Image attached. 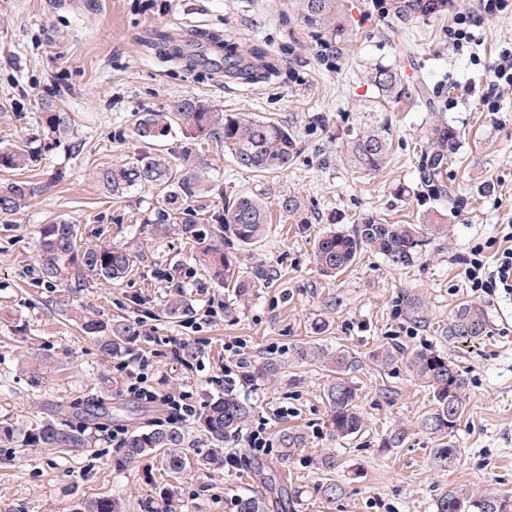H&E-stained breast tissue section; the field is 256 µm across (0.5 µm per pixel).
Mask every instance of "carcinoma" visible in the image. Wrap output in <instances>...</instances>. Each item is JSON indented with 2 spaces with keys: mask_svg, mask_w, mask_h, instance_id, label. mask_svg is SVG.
<instances>
[{
  "mask_svg": "<svg viewBox=\"0 0 512 512\" xmlns=\"http://www.w3.org/2000/svg\"><path fill=\"white\" fill-rule=\"evenodd\" d=\"M384 14L401 24L418 18L440 15L448 11V0H379ZM303 19L314 33L328 31L341 39L345 32V14L340 0H301ZM211 42L224 45L225 68H236L239 49L235 42L214 36ZM375 96L367 100L361 111L372 113L365 124L346 144L350 162L360 172H375L386 162L390 148V121L384 113L390 111L391 100L403 91V77L397 68L377 65L369 72ZM69 128L65 112H44L41 130L34 136L14 144L0 146V173L24 169L38 161L42 154L61 143ZM188 131L204 144L229 153L244 169L271 173L288 168L296 153V139L287 127L270 119L249 118L238 113L219 112L195 98H182L167 112H151L135 122L136 139L147 147L133 161L107 166L95 173V179L114 196H122L138 187H149L157 193L163 208L147 217V223L160 233L172 229V222L181 220L177 228L188 247L191 259L231 290L235 299L245 301L250 289L277 283L281 271L269 264L258 263L243 273L237 257L224 251V242L234 241L239 247L251 248L262 242L269 232L270 213L265 202L248 193H239L224 201V213L210 225H200L193 212L196 204L214 190L213 181L203 163L184 153L173 158L151 151L155 142L177 132ZM455 132L448 128L435 130L432 160L423 172L421 188L428 196L447 206L452 193L445 183L447 167L452 161ZM39 187L11 179L0 180V215L11 216L27 206L38 194ZM276 204L283 214L297 224L309 223L304 205L295 195H283ZM448 215L435 209L427 213L420 224H389L383 219L366 215L347 231L332 230L321 236L316 252L322 270L334 276L347 269L364 250H373L397 266H409L426 250L431 236L446 231ZM40 279L55 288L70 292L85 288L93 279L117 284L136 271L138 256L118 246L85 247L77 225L68 221L46 224L40 230L36 256ZM170 290L166 314L186 316L192 300L185 284L168 276ZM58 313L75 322L82 332L110 358L124 352L127 344L138 336L137 324L125 317L105 318L86 305L75 306L66 295L55 301ZM485 315L481 308L461 303L449 320L450 336L475 337L483 332ZM299 357L317 356L329 372L323 393L327 403V428L336 439L358 435L364 428L358 410L357 392L349 373L354 360L345 351L307 352ZM413 376L432 396V408L417 422V428L440 441L434 449L439 463L455 462L460 449L452 447L446 438L454 432L465 407L469 379L465 372L441 353L425 350L404 354L403 348L387 346L376 355V361L389 366L400 356ZM280 369L274 359L249 366L248 375L262 380L276 377ZM252 406L224 392V397L210 405L199 416L200 426L208 434L212 448L186 447L185 431L175 425H158L133 433L124 442L122 462L133 463L149 455L162 456L165 466L173 473L185 470L188 454L207 467L221 461V446L231 434L240 431L250 420ZM7 442L25 451L29 447L49 445L71 456L86 449L84 429L63 424L53 418H39L26 423L0 426V442ZM271 501L263 495L245 494L237 500L238 512H270ZM73 512H122L120 502L108 495L81 499ZM434 512H512V499L493 491L472 494L461 488H451L436 499Z\"/></svg>",
  "mask_w": 512,
  "mask_h": 512,
  "instance_id": "1",
  "label": "carcinoma"
}]
</instances>
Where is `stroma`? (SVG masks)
Returning a JSON list of instances; mask_svg holds the SVG:
<instances>
[{
  "instance_id": "obj_1",
  "label": "stroma",
  "mask_w": 512,
  "mask_h": 512,
  "mask_svg": "<svg viewBox=\"0 0 512 512\" xmlns=\"http://www.w3.org/2000/svg\"><path fill=\"white\" fill-rule=\"evenodd\" d=\"M341 6L346 34L337 41L306 28L299 0H74L66 7L53 0H0V143L35 133L46 105L71 118L61 147L14 174L40 185L38 196L17 215L0 218V422L48 416L87 427L93 439L75 457L45 445L18 456L0 444V512H71L77 500L102 494L119 499L124 512L162 505L170 512H236L239 496L267 493L270 470L300 492L289 512H433L436 498L453 487L512 496V296L487 298L464 277L474 250L494 260L512 229V92L498 98L494 112L478 97L488 88V70L499 52L512 47V6L480 21L475 42L457 49L449 37L453 18L476 12V0H450L444 14L402 27L381 13L376 0H341ZM180 27L232 36L240 74L226 73L222 52L208 43L181 39L179 55L160 54L155 42ZM257 48L275 70L251 80L244 73L257 66ZM379 64L397 66L406 86L391 105L389 160L380 171L363 174L352 169L345 144L366 119L360 107L374 94L367 75ZM466 85L477 95L460 96ZM184 97L221 112L271 119L296 134L288 168L263 175L181 134L161 144L167 154L195 148L208 164L215 189L202 203V218L223 213L225 197L242 192L271 203L292 194L304 203L308 223L273 211L267 238L238 251L241 268L266 263L282 272L246 302L231 300L220 281L186 263L181 235L155 237L143 221L158 205L154 191L118 198L94 177L97 169L139 154L137 115L167 111ZM441 125L457 133L448 167L455 206L447 236L432 241L411 266L365 252L339 276L327 277L315 244L330 226L351 228L368 213L391 224H418L433 209L420 179ZM60 220L78 225L86 245L141 254L138 271L124 283L94 280L70 299L137 322L140 336L131 349L148 356L149 385L184 393L202 410L224 393L217 378L225 343L244 340L240 360L282 362L274 380L238 389L255 405L253 422L265 426L266 453L254 454L239 435L224 442L239 458L230 469L191 465L173 474L158 457L122 463L113 429L131 434L165 418L127 395V377L117 371L116 359L102 356L74 322L58 314L59 289L39 279L38 231ZM170 274L185 283L196 314L212 310L208 322L162 315ZM407 294L423 299V321L407 314ZM463 301L483 309V334L444 336ZM159 336L193 344L196 358H172L156 344ZM313 345L355 357L351 379L365 419L362 435L329 436L326 372L319 362L295 356L297 347ZM389 345L440 351L467 373L464 413L450 437L460 450L452 465L436 464L437 443L422 432H412L402 447H384L386 434L416 421L432 403L404 361L385 369L375 364V353ZM29 358L47 363L40 379L24 370ZM104 374L113 375L118 390L101 393ZM284 430L301 438L287 461L279 453ZM327 452L336 454L338 465L325 473L317 460ZM328 479L343 487L332 502L317 492Z\"/></svg>"
}]
</instances>
